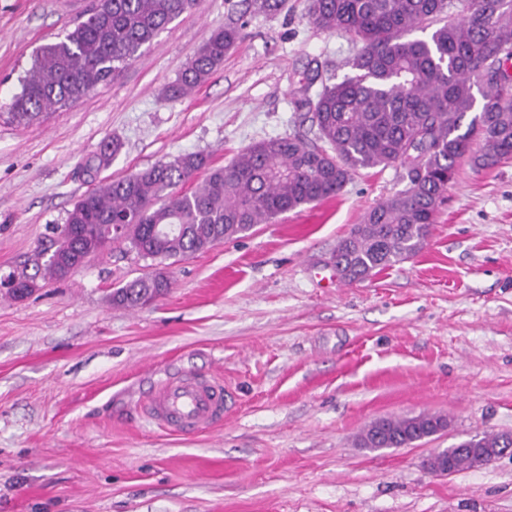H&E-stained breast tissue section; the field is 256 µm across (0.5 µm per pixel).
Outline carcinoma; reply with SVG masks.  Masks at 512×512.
I'll return each mask as SVG.
<instances>
[{"label":"carcinoma","mask_w":512,"mask_h":512,"mask_svg":"<svg viewBox=\"0 0 512 512\" xmlns=\"http://www.w3.org/2000/svg\"><path fill=\"white\" fill-rule=\"evenodd\" d=\"M197 0H98L86 20L35 49L9 104L13 120L78 101L119 75L140 49ZM305 0L308 18L358 45L352 73L325 84L298 107L310 114L316 141L288 134L258 142L225 166L200 153L160 161L83 194L68 212L73 225L119 224L114 239L143 259L179 260L268 224L278 215L338 195L361 169L396 166L405 189L378 203L341 239L333 254L348 281H363L416 254L436 223L438 206L459 161L476 168L512 159V0ZM428 32L424 39L409 33ZM239 29L214 30L163 88L181 98L202 84L235 47ZM479 150H472L475 141ZM105 145L86 164L88 175L119 152ZM189 192L178 187L199 174ZM96 249L90 233L64 254L41 250L7 272L20 287L63 279ZM171 287L162 272L112 292V305L136 309ZM445 421L422 414L383 419L361 434L360 447L400 448L436 433ZM463 448H511L512 434H476ZM451 474L473 468L455 455Z\"/></svg>","instance_id":"obj_1"}]
</instances>
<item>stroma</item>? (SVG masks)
Returning <instances> with one entry per match:
<instances>
[{
	"instance_id": "stroma-1",
	"label": "stroma",
	"mask_w": 512,
	"mask_h": 512,
	"mask_svg": "<svg viewBox=\"0 0 512 512\" xmlns=\"http://www.w3.org/2000/svg\"><path fill=\"white\" fill-rule=\"evenodd\" d=\"M93 0H0V273L32 257L93 181L187 153L227 165L251 144L313 138L298 99L349 74L356 45L305 14L198 0L108 84L35 122L8 104L33 50ZM224 62L169 99L215 29ZM109 168L84 172L100 145ZM404 187L363 169L336 197L168 266L136 309L113 289L153 271L116 248L30 297L0 296V512H512V457L441 476L424 461L476 433H512V160H461L423 248L363 282L324 280L337 243ZM182 371L224 384L222 427L174 435L142 404ZM419 414L446 431L360 447L371 422ZM119 149L120 145L112 141V144H106L99 152L92 154L85 164L87 174L91 177L101 169L109 167Z\"/></svg>"
}]
</instances>
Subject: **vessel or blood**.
I'll return each instance as SVG.
<instances>
[{
  "label": "vessel or blood",
  "mask_w": 512,
  "mask_h": 512,
  "mask_svg": "<svg viewBox=\"0 0 512 512\" xmlns=\"http://www.w3.org/2000/svg\"><path fill=\"white\" fill-rule=\"evenodd\" d=\"M143 414L146 420L173 434L219 426L226 414L224 386L208 375H180L152 393Z\"/></svg>",
  "instance_id": "obj_1"
}]
</instances>
